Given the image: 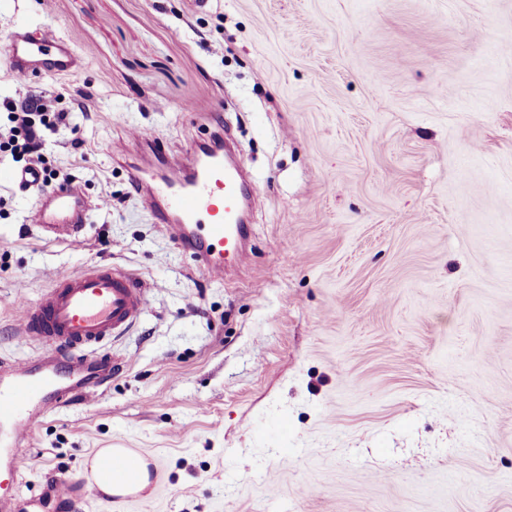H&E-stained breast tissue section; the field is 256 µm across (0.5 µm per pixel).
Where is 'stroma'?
Instances as JSON below:
<instances>
[{
	"label": "stroma",
	"mask_w": 512,
	"mask_h": 512,
	"mask_svg": "<svg viewBox=\"0 0 512 512\" xmlns=\"http://www.w3.org/2000/svg\"><path fill=\"white\" fill-rule=\"evenodd\" d=\"M88 52L0 90L69 110L46 154L96 210L41 239L0 184V358L19 298L111 263L152 284L106 392L36 430L33 512H113L86 459L154 460L124 512H512V0H17ZM192 98L183 110L184 98ZM223 128L251 180L249 258L215 280L128 178L133 132ZM177 496H169V489Z\"/></svg>",
	"instance_id": "35a3bbf8"
}]
</instances>
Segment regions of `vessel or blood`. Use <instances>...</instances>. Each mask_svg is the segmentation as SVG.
Segmentation results:
<instances>
[{
    "label": "vessel or blood",
    "instance_id": "b4317fda",
    "mask_svg": "<svg viewBox=\"0 0 512 512\" xmlns=\"http://www.w3.org/2000/svg\"><path fill=\"white\" fill-rule=\"evenodd\" d=\"M4 54L20 77L75 75L82 58L50 26L31 19L18 25ZM129 180L144 193L158 223L206 274L220 278L225 267L243 266L249 227L242 222L247 198L241 172L224 160V134L199 143L181 168L147 180L130 167ZM0 181L40 192L29 221L44 239L76 240L92 210L109 200L88 203L74 184L42 188L39 169L1 170ZM149 285L127 271L98 264L57 279L37 300H20V327L40 344L37 356L0 362V512H21L20 463L26 442L51 414L77 399L105 392L112 360L101 355L108 340L126 335L148 308Z\"/></svg>",
    "mask_w": 512,
    "mask_h": 512
}]
</instances>
